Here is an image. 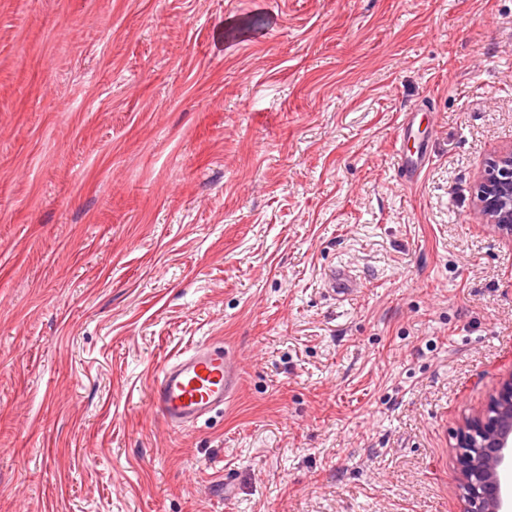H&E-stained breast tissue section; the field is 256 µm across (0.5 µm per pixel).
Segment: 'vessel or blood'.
Returning <instances> with one entry per match:
<instances>
[{
  "label": "vessel or blood",
  "instance_id": "vessel-or-blood-1",
  "mask_svg": "<svg viewBox=\"0 0 512 512\" xmlns=\"http://www.w3.org/2000/svg\"><path fill=\"white\" fill-rule=\"evenodd\" d=\"M241 385L234 353L218 345L202 344L163 365L151 390V403L170 430L180 431L224 407Z\"/></svg>",
  "mask_w": 512,
  "mask_h": 512
}]
</instances>
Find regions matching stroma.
<instances>
[{"label":"stroma","mask_w":512,"mask_h":512,"mask_svg":"<svg viewBox=\"0 0 512 512\" xmlns=\"http://www.w3.org/2000/svg\"><path fill=\"white\" fill-rule=\"evenodd\" d=\"M511 147L512 0H0V512H462ZM210 341L242 388L170 431L152 380ZM477 212L502 235L512 237V149L502 151L480 180L474 200Z\"/></svg>","instance_id":"1"}]
</instances>
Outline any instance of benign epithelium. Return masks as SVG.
Listing matches in <instances>:
<instances>
[{
  "label": "benign epithelium",
  "instance_id": "obj_1",
  "mask_svg": "<svg viewBox=\"0 0 512 512\" xmlns=\"http://www.w3.org/2000/svg\"><path fill=\"white\" fill-rule=\"evenodd\" d=\"M477 212L512 237V149L502 151L480 180ZM456 469L464 512H512V374L457 438Z\"/></svg>",
  "mask_w": 512,
  "mask_h": 512
}]
</instances>
